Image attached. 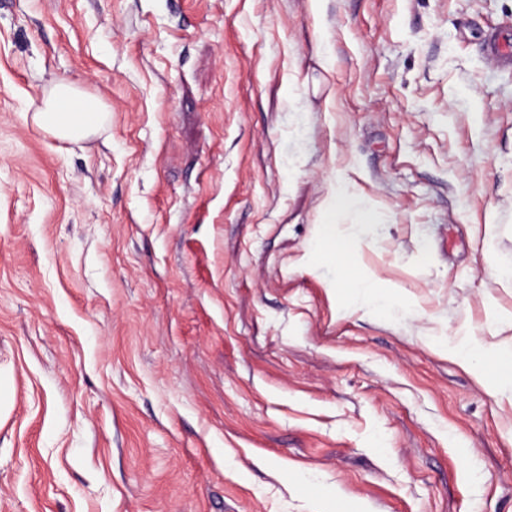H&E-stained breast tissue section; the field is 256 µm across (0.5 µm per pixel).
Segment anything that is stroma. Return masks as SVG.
Wrapping results in <instances>:
<instances>
[{
    "instance_id": "obj_1",
    "label": "stroma",
    "mask_w": 512,
    "mask_h": 512,
    "mask_svg": "<svg viewBox=\"0 0 512 512\" xmlns=\"http://www.w3.org/2000/svg\"><path fill=\"white\" fill-rule=\"evenodd\" d=\"M512 0H0V512H512ZM64 80L109 121H33ZM348 181L353 264L320 244ZM375 274L385 318L359 307ZM348 210H354L359 214L362 222L358 224L359 233L366 237L367 228L371 223L372 207L347 181L339 180L326 200V221L325 224L319 225V240L330 243L336 258L342 262H351L357 250L358 238L346 233L342 225L336 222V217ZM351 287L354 288L359 306L362 308L384 309L389 304L388 298L378 293L375 281L371 277H358ZM439 355L470 370L477 378H485L486 346L474 336H448L431 342ZM493 361L499 366H508L510 373L507 375H498L493 390L500 395L512 396V348L502 347L493 352Z\"/></svg>"
}]
</instances>
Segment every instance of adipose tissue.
Instances as JSON below:
<instances>
[{
    "label": "adipose tissue",
    "mask_w": 512,
    "mask_h": 512,
    "mask_svg": "<svg viewBox=\"0 0 512 512\" xmlns=\"http://www.w3.org/2000/svg\"><path fill=\"white\" fill-rule=\"evenodd\" d=\"M107 119V113L101 110L95 99L81 95L66 82L55 85L34 114V120L40 127L69 141H78L96 133ZM348 210L356 211L363 225H370L371 205L347 181L340 180L326 200V221L319 227V238L330 243L337 259L343 262L352 261L357 250L356 238L336 222L337 216ZM433 346L439 355L470 370L480 379L486 375V360L510 367V374L497 376L493 390L500 395L512 396L511 347L490 352L481 340L468 335L440 339L434 341Z\"/></svg>",
    "instance_id": "obj_1"
}]
</instances>
